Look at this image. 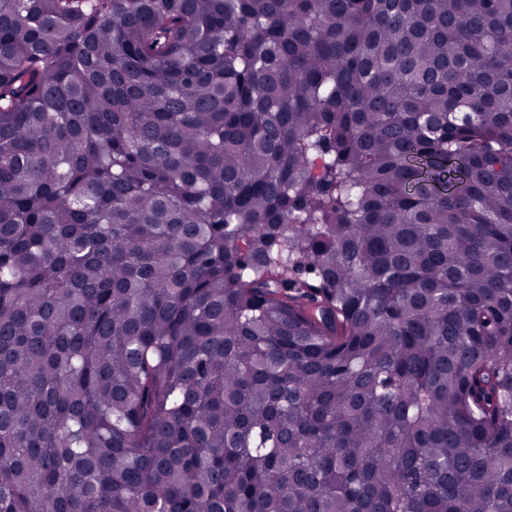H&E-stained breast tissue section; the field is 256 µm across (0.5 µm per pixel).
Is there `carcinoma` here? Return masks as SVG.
<instances>
[{"label": "carcinoma", "mask_w": 512, "mask_h": 512, "mask_svg": "<svg viewBox=\"0 0 512 512\" xmlns=\"http://www.w3.org/2000/svg\"><path fill=\"white\" fill-rule=\"evenodd\" d=\"M0 512H512V0H0Z\"/></svg>", "instance_id": "carcinoma-1"}]
</instances>
